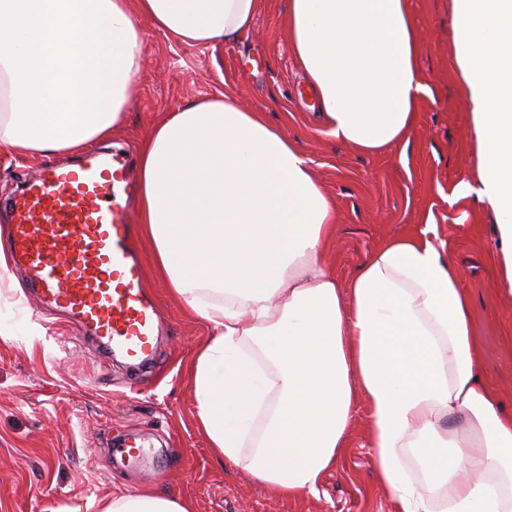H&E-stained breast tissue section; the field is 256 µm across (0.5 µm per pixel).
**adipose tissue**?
<instances>
[{"label":"adipose tissue","mask_w":512,"mask_h":512,"mask_svg":"<svg viewBox=\"0 0 512 512\" xmlns=\"http://www.w3.org/2000/svg\"><path fill=\"white\" fill-rule=\"evenodd\" d=\"M259 0H0V153L41 162L114 135L145 52L136 16L190 46L237 39ZM328 136L408 142L427 91L408 0H286ZM473 106L476 195L512 285V0H453ZM137 235L210 337L189 373L225 462L281 497L318 494L357 401L396 512H512V416L481 379L470 299L433 224L387 240L339 284L336 205L299 142L228 95L156 119L137 147ZM159 492L111 512H191Z\"/></svg>","instance_id":"ef3b65f1"}]
</instances>
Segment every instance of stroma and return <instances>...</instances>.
I'll return each mask as SVG.
<instances>
[{
    "mask_svg": "<svg viewBox=\"0 0 512 512\" xmlns=\"http://www.w3.org/2000/svg\"><path fill=\"white\" fill-rule=\"evenodd\" d=\"M453 0H410L417 67L429 92L408 143L366 154L326 136L314 95L284 22V0H261L236 42L188 46L137 17L146 52L136 93L115 139L134 154L153 119L204 96L226 94L298 139L316 179L336 203V234L325 251L340 284L384 241L434 217L472 301L484 383L512 413V292L503 284L497 218L476 196L472 106L455 59ZM146 290L162 326L157 358L138 371L94 340L74 338L68 313L40 306L29 290L0 288V512H108L113 498L159 490L190 499L194 512H395L367 446L368 408L355 409L349 446L318 495L281 498L246 470L218 458L197 425L188 362L209 337L169 285L150 272L136 243ZM141 440L133 461L102 460Z\"/></svg>",
    "mask_w": 512,
    "mask_h": 512,
    "instance_id": "1",
    "label": "stroma"
}]
</instances>
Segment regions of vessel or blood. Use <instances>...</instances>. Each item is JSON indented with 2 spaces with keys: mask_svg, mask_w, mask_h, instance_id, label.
Segmentation results:
<instances>
[{
  "mask_svg": "<svg viewBox=\"0 0 512 512\" xmlns=\"http://www.w3.org/2000/svg\"><path fill=\"white\" fill-rule=\"evenodd\" d=\"M127 168L120 153L41 168L11 202L8 250L42 303L140 363L156 351L160 316L129 242Z\"/></svg>",
  "mask_w": 512,
  "mask_h": 512,
  "instance_id": "1",
  "label": "vessel or blood"
}]
</instances>
